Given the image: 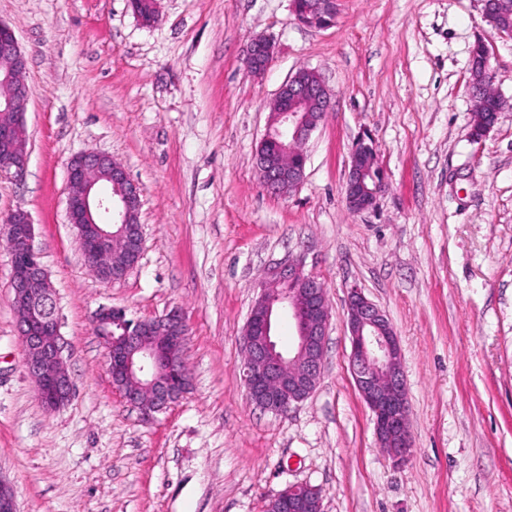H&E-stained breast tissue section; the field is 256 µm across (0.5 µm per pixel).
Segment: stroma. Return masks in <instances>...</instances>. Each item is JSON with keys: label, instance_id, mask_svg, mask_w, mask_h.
Segmentation results:
<instances>
[{"label": "stroma", "instance_id": "stroma-1", "mask_svg": "<svg viewBox=\"0 0 512 512\" xmlns=\"http://www.w3.org/2000/svg\"><path fill=\"white\" fill-rule=\"evenodd\" d=\"M0 0L27 59L22 175L0 171L55 291L71 400L40 403L24 365L0 240V476L18 512H265L290 485L325 512H512V37L480 0H339L325 29L291 0ZM271 38L267 71L243 49ZM484 38L505 101L473 139L471 51ZM319 74L330 106L305 178L267 192L255 156L280 84ZM375 141L385 189L345 201L351 150ZM141 189L145 244L121 281L85 264L67 220V166L85 151ZM317 275L330 311L323 371L288 413L257 407L241 336L266 269ZM362 289L400 342L415 442L395 466L349 365L345 301ZM103 307L145 319L180 308L193 388L144 420L113 389L93 328Z\"/></svg>", "mask_w": 512, "mask_h": 512}]
</instances>
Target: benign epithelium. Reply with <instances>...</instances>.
I'll return each instance as SVG.
<instances>
[{
	"label": "benign epithelium",
	"instance_id": "obj_1",
	"mask_svg": "<svg viewBox=\"0 0 512 512\" xmlns=\"http://www.w3.org/2000/svg\"><path fill=\"white\" fill-rule=\"evenodd\" d=\"M296 20L308 27L325 26L324 17L336 15V0H311L310 8H292ZM275 51L265 37L251 39L244 60L256 73L266 71ZM0 58L8 62L0 83L12 87L0 101V112L12 121L0 124V171H23L26 150L17 138L24 125L30 101L24 80L27 61L13 30L0 23ZM470 90L477 99L492 80L489 55L472 62ZM313 99L323 110L330 91L322 81L305 82L294 75L276 93L272 111L277 124H268L263 140L273 133L288 140L285 154L300 157L297 167L283 172L256 153V168L268 192L283 193V183L298 187L305 177L307 157L301 145L317 125L308 122L288 99ZM372 146L360 141L351 151L345 199L350 209L372 208L381 183L365 184L361 154ZM67 218L77 231L79 246L95 270L105 269L106 282L122 280L139 262L144 249L142 225L131 227V216L140 209L139 186L126 169L102 152H85L71 159L67 171ZM12 250L11 289L18 315V330L25 353V367L36 385L41 404L55 410L72 395V380L65 368L63 341L59 332L54 290L35 249V227L30 214L17 208L0 225ZM138 237L135 259L112 270V247L125 242L131 232ZM350 334V369L358 394L372 413L378 447L397 464L413 455L414 442L409 424V404L398 336L387 315L358 288L346 301ZM288 313L296 329L295 343L284 353L273 334L275 319ZM94 330L102 340L113 387L129 404L151 418L186 395L191 381L183 362L187 328L181 311L128 322L125 311L103 307L93 318ZM329 329L326 289L319 278L304 271L299 260H288L265 273L260 291L251 307L241 336L247 357L242 375L247 396L258 407L273 413L306 400L315 390L323 369ZM288 512H323L318 489L308 484L291 485L272 498Z\"/></svg>",
	"mask_w": 512,
	"mask_h": 512
}]
</instances>
